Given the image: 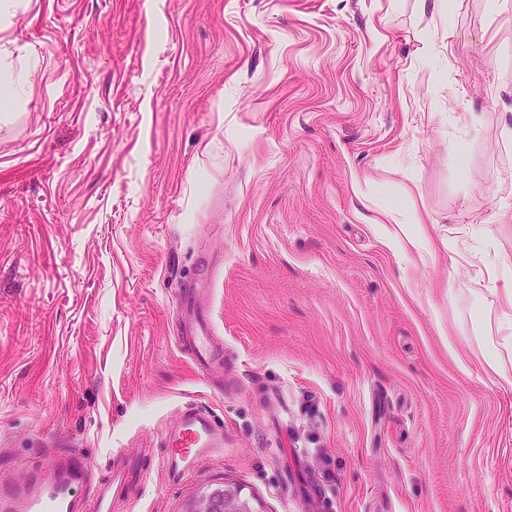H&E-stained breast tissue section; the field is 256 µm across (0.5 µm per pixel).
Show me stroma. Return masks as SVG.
Returning a JSON list of instances; mask_svg holds the SVG:
<instances>
[{"instance_id": "stroma-1", "label": "stroma", "mask_w": 512, "mask_h": 512, "mask_svg": "<svg viewBox=\"0 0 512 512\" xmlns=\"http://www.w3.org/2000/svg\"><path fill=\"white\" fill-rule=\"evenodd\" d=\"M0 483L112 512H512V393L442 343L512 280V0H0ZM421 213L428 262L384 250ZM212 282L224 373L178 341ZM189 403L223 458L178 481ZM397 212L395 206L385 205L373 220L382 246L394 255L417 251L422 260L431 256L435 242L429 236L426 219L417 214L412 222L404 224ZM215 453H224V438L209 411L203 406H185L166 437L162 460L168 477L181 479L194 458ZM89 471L82 456L68 457L52 481L33 477L23 484L0 486L1 512H109L111 500L98 495L94 500L81 497L78 486ZM184 512H244V509L238 493L225 483L220 489L196 495Z\"/></svg>"}]
</instances>
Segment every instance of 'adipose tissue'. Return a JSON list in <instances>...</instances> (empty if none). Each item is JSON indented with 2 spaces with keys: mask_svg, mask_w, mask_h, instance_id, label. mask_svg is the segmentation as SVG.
I'll list each match as a JSON object with an SVG mask.
<instances>
[{
  "mask_svg": "<svg viewBox=\"0 0 512 512\" xmlns=\"http://www.w3.org/2000/svg\"><path fill=\"white\" fill-rule=\"evenodd\" d=\"M374 224L382 246L393 254L415 251L424 258L435 251L423 216H415L406 224L400 221L396 207L387 205L378 210ZM443 344L460 373L468 375L473 367H480L501 389L512 391V325L498 341L482 336L475 346L466 348L455 337L448 336Z\"/></svg>",
  "mask_w": 512,
  "mask_h": 512,
  "instance_id": "adipose-tissue-1",
  "label": "adipose tissue"
}]
</instances>
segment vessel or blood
<instances>
[{
  "label": "vessel or blood",
  "instance_id": "obj_1",
  "mask_svg": "<svg viewBox=\"0 0 512 512\" xmlns=\"http://www.w3.org/2000/svg\"><path fill=\"white\" fill-rule=\"evenodd\" d=\"M208 297V287L203 283L187 286L178 293L182 332L190 340L192 357L203 373L211 374L223 368L224 355L208 331ZM223 451L224 439L209 411L190 404L169 427L162 460L169 478L176 481L186 474L194 458ZM88 470L85 458L71 456L50 482L34 477L22 484L0 487V512H110L107 496H80L78 487Z\"/></svg>",
  "mask_w": 512,
  "mask_h": 512
}]
</instances>
